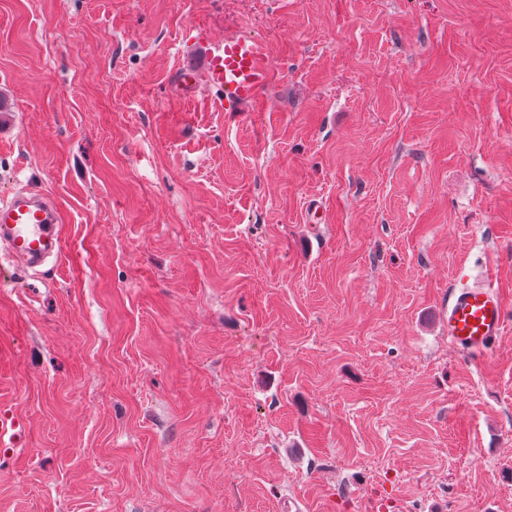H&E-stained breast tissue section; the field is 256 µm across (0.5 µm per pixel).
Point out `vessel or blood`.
Segmentation results:
<instances>
[{
	"label": "vessel or blood",
	"instance_id": "b4317fda",
	"mask_svg": "<svg viewBox=\"0 0 512 512\" xmlns=\"http://www.w3.org/2000/svg\"><path fill=\"white\" fill-rule=\"evenodd\" d=\"M203 63L187 65L186 83L204 77L224 92V109H255L270 79L263 44L245 31L216 40L201 37ZM61 227L56 207L46 198L25 190L0 202V268L20 260L38 263L60 258ZM507 308L491 276L452 289L448 296V342L460 353L486 356L504 333Z\"/></svg>",
	"mask_w": 512,
	"mask_h": 512
}]
</instances>
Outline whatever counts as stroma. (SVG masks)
<instances>
[{
  "label": "stroma",
  "mask_w": 512,
  "mask_h": 512,
  "mask_svg": "<svg viewBox=\"0 0 512 512\" xmlns=\"http://www.w3.org/2000/svg\"><path fill=\"white\" fill-rule=\"evenodd\" d=\"M270 61L183 86L198 32ZM0 512H512V0H0ZM203 64H188L183 80L192 84L202 74L207 84L224 91V110H254L270 79L264 45L250 33L237 31L216 40L200 33ZM61 227L56 207L46 198L19 190L0 202V268L18 260L40 263L61 258ZM498 288L486 274L476 284L451 290L446 318L448 342L460 353L485 357L503 335L508 310Z\"/></svg>",
  "instance_id": "stroma-1"
}]
</instances>
